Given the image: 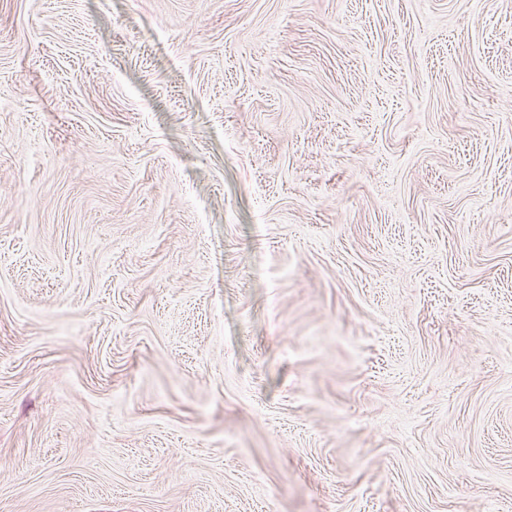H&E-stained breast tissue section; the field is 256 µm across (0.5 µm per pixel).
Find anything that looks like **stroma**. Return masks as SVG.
<instances>
[{
  "mask_svg": "<svg viewBox=\"0 0 512 512\" xmlns=\"http://www.w3.org/2000/svg\"><path fill=\"white\" fill-rule=\"evenodd\" d=\"M512 512V0H0V512Z\"/></svg>",
  "mask_w": 512,
  "mask_h": 512,
  "instance_id": "obj_1",
  "label": "stroma"
}]
</instances>
